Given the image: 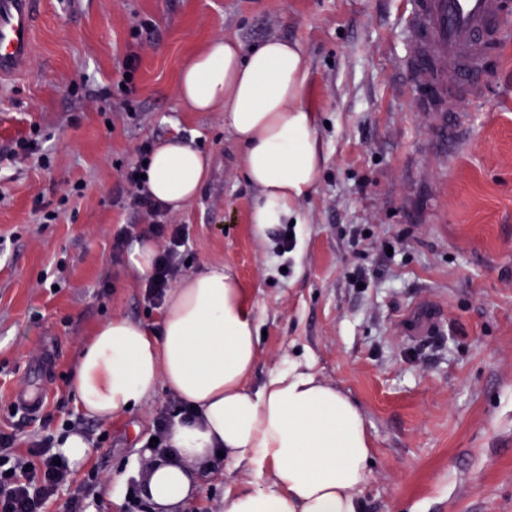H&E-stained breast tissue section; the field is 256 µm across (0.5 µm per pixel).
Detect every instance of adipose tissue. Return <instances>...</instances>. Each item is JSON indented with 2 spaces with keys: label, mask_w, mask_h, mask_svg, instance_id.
<instances>
[{
  "label": "adipose tissue",
  "mask_w": 512,
  "mask_h": 512,
  "mask_svg": "<svg viewBox=\"0 0 512 512\" xmlns=\"http://www.w3.org/2000/svg\"><path fill=\"white\" fill-rule=\"evenodd\" d=\"M308 68L297 43L269 39L251 48L214 38L181 69L177 94L193 112H220L255 189L251 222L260 240L299 222L325 161L317 114L306 101ZM210 161L180 135L160 142L145 190L165 209L193 202ZM161 336L124 317L100 325L74 369L84 415L108 420L140 407L166 386L195 412L175 418L169 454L145 473L154 512H182L196 471L216 459L249 482L224 497V512H362L371 446L353 399L311 363L273 369L256 390L247 382L258 356V326L246 290L225 265L183 276L168 293Z\"/></svg>",
  "instance_id": "1"
}]
</instances>
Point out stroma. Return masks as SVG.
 Here are the masks:
<instances>
[{"label": "stroma", "instance_id": "stroma-1", "mask_svg": "<svg viewBox=\"0 0 512 512\" xmlns=\"http://www.w3.org/2000/svg\"><path fill=\"white\" fill-rule=\"evenodd\" d=\"M409 0H44L27 72L0 82V146L39 128L50 156L0 160V425L12 394L48 386L57 422L109 438L74 466L106 484L89 512H153L126 487L166 387L101 420L72 401L71 375L93 329L115 316L159 331L142 282L113 256L140 218L125 203L124 165L143 142L178 134L209 155L183 225V273L228 264L266 337L258 388L291 359H310L364 413L373 463L364 512H512V37L491 62L483 101L443 135L412 111L402 62ZM250 48L297 43L309 67L326 161L291 228L294 246L259 247L255 192L220 112L186 111L178 74L209 39ZM82 183V196L61 192ZM58 210L44 223L41 205ZM372 247L355 254L350 225ZM392 245L383 254L381 242ZM367 288L352 287L358 269ZM111 289L102 292L103 277ZM431 311L436 335H415ZM243 470H202L192 512H224Z\"/></svg>", "mask_w": 512, "mask_h": 512}]
</instances>
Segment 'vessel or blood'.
I'll return each mask as SVG.
<instances>
[{"mask_svg": "<svg viewBox=\"0 0 512 512\" xmlns=\"http://www.w3.org/2000/svg\"><path fill=\"white\" fill-rule=\"evenodd\" d=\"M43 0H0V79L26 72ZM411 51L404 67L418 112L467 111L485 94L482 74L489 48L512 32V13L500 0H412L406 17ZM47 389L14 394L17 407L38 413Z\"/></svg>", "mask_w": 512, "mask_h": 512, "instance_id": "vessel-or-blood-1", "label": "vessel or blood"}]
</instances>
